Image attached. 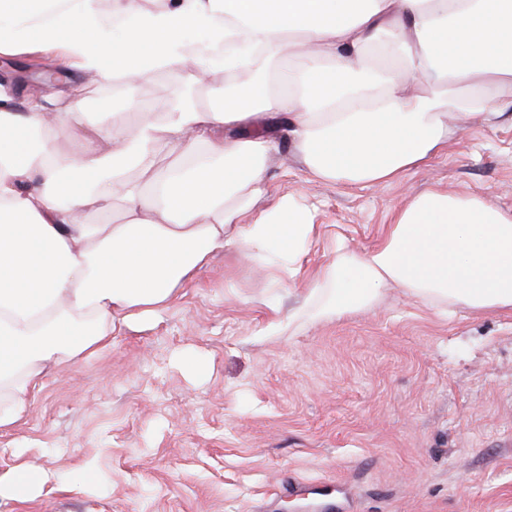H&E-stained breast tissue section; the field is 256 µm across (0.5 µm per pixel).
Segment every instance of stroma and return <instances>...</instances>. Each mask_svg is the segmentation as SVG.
Segmentation results:
<instances>
[{"label":"stroma","mask_w":512,"mask_h":512,"mask_svg":"<svg viewBox=\"0 0 512 512\" xmlns=\"http://www.w3.org/2000/svg\"><path fill=\"white\" fill-rule=\"evenodd\" d=\"M185 93L210 103L184 71L139 96L158 115ZM268 182L316 210L296 281L270 288L219 254L159 317L48 376L25 422L0 432V473L32 463L48 480L0 512H301L300 495L280 493L293 481L334 486L333 512H512V314L445 316L390 288L372 308L266 332L335 240L377 245L410 192L438 185L511 210L512 124L467 122L427 166L364 189L309 181L285 141Z\"/></svg>","instance_id":"1"}]
</instances>
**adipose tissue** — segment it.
I'll use <instances>...</instances> for the list:
<instances>
[{"mask_svg":"<svg viewBox=\"0 0 512 512\" xmlns=\"http://www.w3.org/2000/svg\"><path fill=\"white\" fill-rule=\"evenodd\" d=\"M190 38L207 52L188 55ZM37 52L138 110L156 74L223 81L211 107L187 94L162 121L125 123L90 121L79 84L58 111L0 85V430L50 371L166 310L216 254L239 251L273 285L298 277L310 210L291 193L260 205L281 140L311 180L364 188L426 164L460 117L496 125L512 108V0H0V56ZM60 139L78 150L61 154ZM131 167L153 172L152 188ZM116 201L121 222L84 223ZM386 286L512 312V211L450 190L410 196L373 249L334 246L288 319L373 307ZM47 479L1 473L0 505Z\"/></svg>","mask_w":512,"mask_h":512,"instance_id":"ef3b65f1","label":"adipose tissue"}]
</instances>
